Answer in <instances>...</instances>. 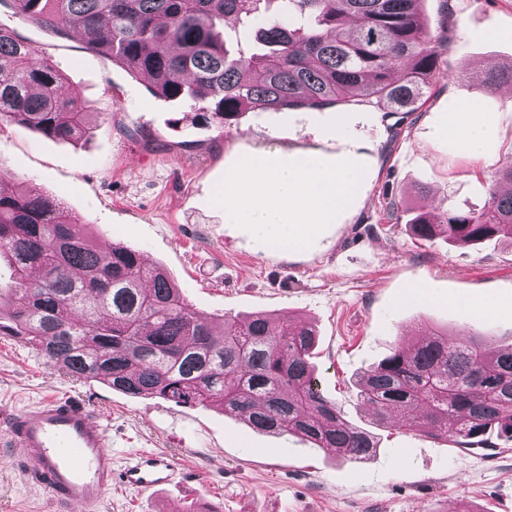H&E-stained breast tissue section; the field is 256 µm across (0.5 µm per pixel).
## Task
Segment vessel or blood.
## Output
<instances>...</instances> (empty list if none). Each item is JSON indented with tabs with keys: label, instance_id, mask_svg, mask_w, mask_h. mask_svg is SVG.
I'll list each match as a JSON object with an SVG mask.
<instances>
[{
	"label": "vessel or blood",
	"instance_id": "1",
	"mask_svg": "<svg viewBox=\"0 0 512 512\" xmlns=\"http://www.w3.org/2000/svg\"><path fill=\"white\" fill-rule=\"evenodd\" d=\"M0 446L42 488L58 512H96L113 485L142 491L171 485L178 469L162 455L141 451L124 467L112 461L106 427L86 403L50 395L0 422Z\"/></svg>",
	"mask_w": 512,
	"mask_h": 512
}]
</instances>
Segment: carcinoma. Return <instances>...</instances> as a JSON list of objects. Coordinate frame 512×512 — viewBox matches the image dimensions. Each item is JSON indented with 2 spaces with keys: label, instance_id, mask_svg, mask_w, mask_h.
<instances>
[{
  "label": "carcinoma",
  "instance_id": "1",
  "mask_svg": "<svg viewBox=\"0 0 512 512\" xmlns=\"http://www.w3.org/2000/svg\"><path fill=\"white\" fill-rule=\"evenodd\" d=\"M419 0H0L25 22L64 38L97 35L88 49L223 126L247 112L361 105L413 112L425 103L447 28L428 35ZM262 22L263 51L226 47L224 20ZM17 29L0 24V123L65 141L92 116L63 73ZM0 166V261L12 301L0 336L33 345L46 363L132 397L216 407L254 431L296 437L359 463L379 439L324 395L306 322L256 312L198 314L160 266L120 244L100 246L86 225L42 193L9 188ZM419 239L512 241V164L492 176L479 209L421 212ZM378 425H403L459 448L512 441V345L494 350L472 332L430 330L392 348L355 383Z\"/></svg>",
  "mask_w": 512,
  "mask_h": 512
}]
</instances>
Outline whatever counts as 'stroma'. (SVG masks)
<instances>
[{"instance_id": "1", "label": "stroma", "mask_w": 512, "mask_h": 512, "mask_svg": "<svg viewBox=\"0 0 512 512\" xmlns=\"http://www.w3.org/2000/svg\"><path fill=\"white\" fill-rule=\"evenodd\" d=\"M420 9L431 34L447 30L448 42L418 111H269L221 129L152 95L82 42L1 8L0 22L52 58L79 107L98 118L77 144L2 123L0 165L14 190L35 187L64 203L100 244H124L162 265L200 314L310 322L322 390L346 419L370 427L354 382L394 345L430 327L512 344V244L426 242L409 229L423 210L482 207L490 176L512 162V86L493 93L483 82L487 69L512 66V0H421ZM472 106L488 127L478 157L448 134ZM255 153L330 163L349 156L365 172L351 204L309 248L273 249L214 201L231 167ZM392 201L398 211L389 222ZM480 298L488 309L477 307ZM50 394L80 395L101 415L116 465L149 450L193 479L163 492L113 487L102 512H512V441L465 450L384 428L382 452L353 464L216 408L133 398L71 377L24 340L0 336V413ZM0 512H55L1 447Z\"/></svg>"}]
</instances>
